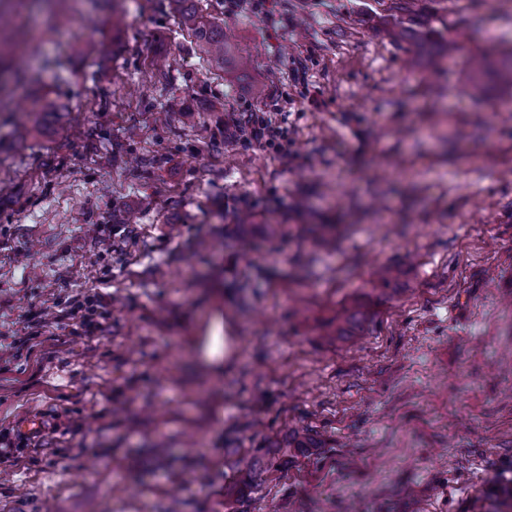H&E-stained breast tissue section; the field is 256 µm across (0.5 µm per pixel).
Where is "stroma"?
<instances>
[{
	"instance_id": "stroma-1",
	"label": "stroma",
	"mask_w": 512,
	"mask_h": 512,
	"mask_svg": "<svg viewBox=\"0 0 512 512\" xmlns=\"http://www.w3.org/2000/svg\"><path fill=\"white\" fill-rule=\"evenodd\" d=\"M197 8L249 68L172 0L118 34L0 0V58L37 71L0 77V512H481L512 480V86L467 59L512 47V0H415L458 47L411 69L392 0ZM272 95L284 156L224 131ZM35 97L60 113L18 140ZM173 1L178 6L181 23L188 25L201 42L202 52L211 60L224 64V57L229 51L224 43V30L203 20L194 8V0Z\"/></svg>"
}]
</instances>
